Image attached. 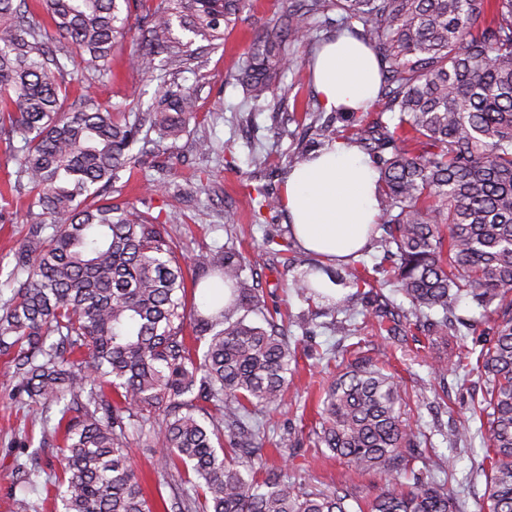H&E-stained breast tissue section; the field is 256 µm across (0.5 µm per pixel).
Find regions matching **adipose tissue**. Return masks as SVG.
Masks as SVG:
<instances>
[{
  "instance_id": "adipose-tissue-1",
  "label": "adipose tissue",
  "mask_w": 512,
  "mask_h": 512,
  "mask_svg": "<svg viewBox=\"0 0 512 512\" xmlns=\"http://www.w3.org/2000/svg\"><path fill=\"white\" fill-rule=\"evenodd\" d=\"M317 92L331 109L358 110L379 89V64L349 36L326 44L314 63ZM284 207L296 243L322 259L347 260L367 246L380 210L376 172L356 145L335 143L294 166L285 182Z\"/></svg>"
}]
</instances>
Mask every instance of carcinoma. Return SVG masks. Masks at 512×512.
Returning <instances> with one entry per match:
<instances>
[{"label":"carcinoma","instance_id":"obj_1","mask_svg":"<svg viewBox=\"0 0 512 512\" xmlns=\"http://www.w3.org/2000/svg\"><path fill=\"white\" fill-rule=\"evenodd\" d=\"M0 0V129L21 137L18 184L39 208L14 255L26 275L0 310V356L17 391L44 413L56 447L54 498L62 512H152L131 462L128 426L149 422L163 452L156 472L176 490L169 512H350L352 493L307 487L263 461L251 419L279 408L298 347L250 320L260 312L246 259L224 247L198 255L194 283L211 277L202 307H188L185 270L166 225L112 204V182L132 159L141 119L69 86L112 73V50L136 18L143 42L132 68L154 72L161 53L192 58L194 38L224 37L243 0ZM361 25L380 62L388 120L353 128L378 172L384 245L416 321L426 320L433 369L477 371L489 512H512V0H298L242 61L245 98H288V48L310 41L315 20ZM193 34L172 37L173 21ZM150 128L167 139L195 115L194 91L160 83ZM318 268L293 287L320 295ZM338 281L372 286L366 266ZM229 295H224V292ZM472 297L497 321L472 352L448 332V314ZM402 392L367 359L345 365L324 391L318 443L352 472L389 476L368 512H463L440 474L410 473L418 435L400 415ZM58 408L48 426L47 413ZM13 512H39L26 471Z\"/></svg>","mask_w":512,"mask_h":512}]
</instances>
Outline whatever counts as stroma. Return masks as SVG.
Here are the masks:
<instances>
[{
    "instance_id": "obj_1",
    "label": "stroma",
    "mask_w": 512,
    "mask_h": 512,
    "mask_svg": "<svg viewBox=\"0 0 512 512\" xmlns=\"http://www.w3.org/2000/svg\"><path fill=\"white\" fill-rule=\"evenodd\" d=\"M279 12L276 0H247L235 23L225 28L223 43L205 47L197 63L178 69L166 55L156 56L159 72L194 89L198 112L179 137L162 140L151 132L134 145L135 162L120 171L119 181L112 186V200L133 203L166 224L185 264H192L202 251L236 247L259 283L263 314L274 316L275 327L297 342L298 364L285 402L261 417L268 437L279 446L278 453L269 457V465L282 468L291 479L322 489L348 482L362 510L385 484L384 474L354 475L342 460L323 455L316 444L319 423L314 403L337 372L335 356L352 344L361 357L382 364L403 390L402 418L425 437L414 470H424L428 456L452 458L453 485L464 512H488L485 478L476 470L485 440L477 431L464 442L450 438L454 424L468 418L472 404L481 399L484 385L479 373L435 374L427 353L428 334L416 327H407L396 337L373 331L376 311L396 313L408 306L407 299L388 284L374 286L368 294L349 289L351 311L360 327L355 337L337 335L334 317L326 312L327 302L305 300L291 288L294 273L283 265L285 251L305 263L312 257L293 245L284 211L258 213L250 202L252 186L280 193L287 158L310 149L321 125L330 123L340 129L346 123L344 113L327 109L318 99L311 69L298 58L285 72L288 95L296 99V106L245 100L237 59L265 35L267 22ZM129 52L126 46L115 48L114 77L71 87L70 101L88 94L122 110L147 111L158 83L128 68ZM202 140L211 143L210 152L198 150ZM22 145L20 137L0 133V208L10 213L9 221L0 222V306L21 283L12 273L14 252L33 220L26 188L15 185L17 166L11 159ZM257 155L264 156V165L253 164ZM173 156L179 157L178 166H170ZM148 179L158 187L151 195L142 192ZM228 212L234 214V223H225ZM15 385L11 368L0 360V512H11L19 467L38 468L45 479L53 476L51 453L40 448L42 424L34 409L18 402ZM129 434L132 463L146 481L153 512H163L162 501L170 497L171 490L161 486L154 470L161 443L141 435L136 425Z\"/></svg>"
}]
</instances>
